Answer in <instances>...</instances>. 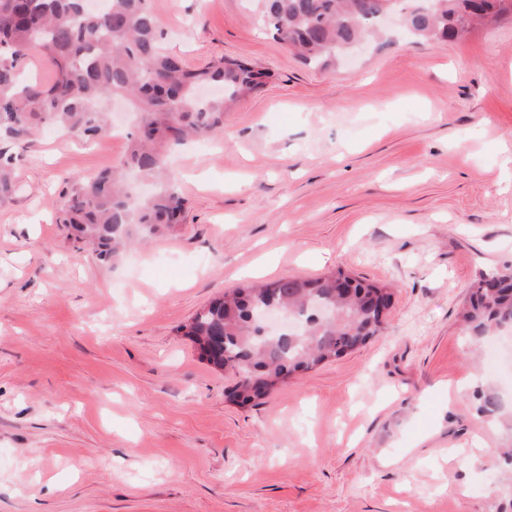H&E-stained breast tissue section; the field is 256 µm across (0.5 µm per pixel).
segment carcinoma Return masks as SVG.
Returning a JSON list of instances; mask_svg holds the SVG:
<instances>
[{
  "label": "carcinoma",
  "instance_id": "obj_1",
  "mask_svg": "<svg viewBox=\"0 0 512 512\" xmlns=\"http://www.w3.org/2000/svg\"><path fill=\"white\" fill-rule=\"evenodd\" d=\"M473 0H406L404 21L417 38L459 39L483 17ZM492 20L512 14V0H482ZM380 0H262L263 24L305 63L336 64L364 35L379 32ZM36 53L51 78H27L23 63ZM266 74L220 58L192 68L167 54L150 0H105L94 11L85 0H0V137L25 143L44 127L93 139L108 128V103L116 96L133 108L127 152L116 166L66 181L59 223L68 235L93 245L102 262L148 239L179 230L184 200L168 177V152L224 128V112L255 92ZM13 154L0 149V201L14 190ZM335 271L315 279L284 277L224 292L181 326L219 369L244 376L234 395L259 398L291 375L339 357L375 336L382 322L364 297L387 286L346 276L350 290H336ZM273 298L301 329L286 338L263 336L252 314ZM466 335L481 341L512 328V267L481 274L460 314ZM478 413L504 415L499 394L477 391Z\"/></svg>",
  "mask_w": 512,
  "mask_h": 512
}]
</instances>
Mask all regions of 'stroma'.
I'll list each match as a JSON object with an SVG mask.
<instances>
[{
    "label": "stroma",
    "mask_w": 512,
    "mask_h": 512,
    "mask_svg": "<svg viewBox=\"0 0 512 512\" xmlns=\"http://www.w3.org/2000/svg\"><path fill=\"white\" fill-rule=\"evenodd\" d=\"M165 50L270 74L220 148L176 153L179 235L117 264L57 222L69 176L125 156L43 130L0 203V512H507L477 412L507 373L460 311L512 265V16L453 41L404 35L333 71L264 32L261 0H151ZM343 270L389 286L381 331L247 405L180 330L224 291ZM487 449L486 463L467 457Z\"/></svg>",
    "instance_id": "stroma-1"
}]
</instances>
